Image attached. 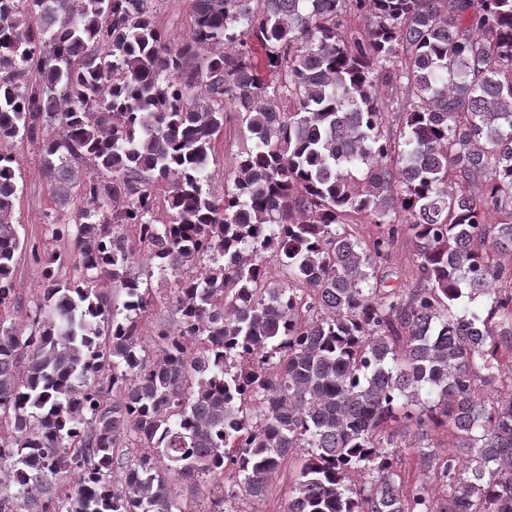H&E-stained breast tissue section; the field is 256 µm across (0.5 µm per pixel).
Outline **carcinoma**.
Instances as JSON below:
<instances>
[{
    "mask_svg": "<svg viewBox=\"0 0 512 512\" xmlns=\"http://www.w3.org/2000/svg\"><path fill=\"white\" fill-rule=\"evenodd\" d=\"M155 2L0 0V512H237L296 451L285 512H512V0H192L179 43ZM19 138L82 201L23 324ZM247 145H250L247 134L241 133L238 125L230 123L224 126V131L215 141V150L210 159L209 185L214 192L224 191V184H227L228 176L231 175L235 158ZM413 250L412 244L404 239L400 240L394 248L388 270L394 272L390 278L392 280L397 278L395 284L402 282L403 274L407 275L408 270L412 266ZM145 269L144 274L141 275L143 286L148 284L154 296V305L141 322V330L145 338H150L159 325L175 326V317L171 306L168 304L169 296L171 295L172 288H174V274L171 271L162 272L150 265L146 261L143 262ZM149 270V271H148ZM153 273L152 275H150ZM401 473L405 484H413L417 480H425L431 486L434 493L441 494V487L432 482V472L426 462L411 448L402 457Z\"/></svg>",
    "mask_w": 512,
    "mask_h": 512,
    "instance_id": "obj_1",
    "label": "carcinoma"
}]
</instances>
